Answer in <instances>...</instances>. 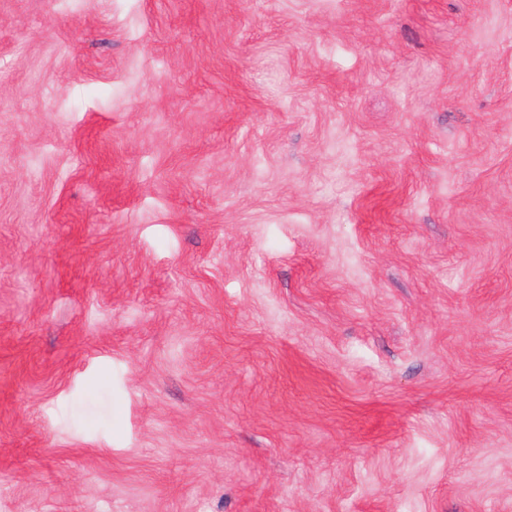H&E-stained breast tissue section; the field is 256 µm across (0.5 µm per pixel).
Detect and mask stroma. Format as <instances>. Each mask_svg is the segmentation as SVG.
<instances>
[{"instance_id": "stroma-1", "label": "stroma", "mask_w": 512, "mask_h": 512, "mask_svg": "<svg viewBox=\"0 0 512 512\" xmlns=\"http://www.w3.org/2000/svg\"><path fill=\"white\" fill-rule=\"evenodd\" d=\"M0 512H512V0H0Z\"/></svg>"}]
</instances>
